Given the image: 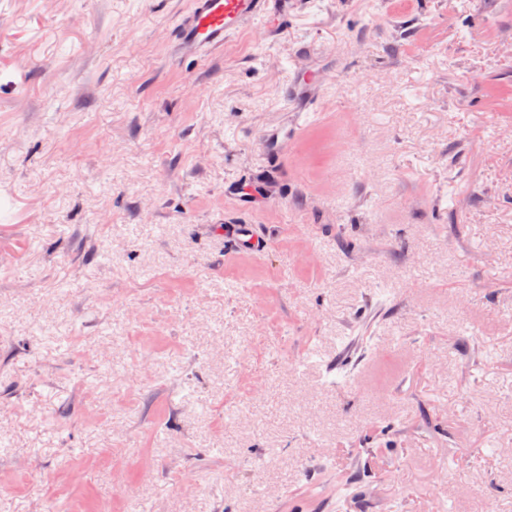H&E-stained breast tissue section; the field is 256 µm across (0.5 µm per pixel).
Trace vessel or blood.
Returning <instances> with one entry per match:
<instances>
[{
    "mask_svg": "<svg viewBox=\"0 0 512 512\" xmlns=\"http://www.w3.org/2000/svg\"><path fill=\"white\" fill-rule=\"evenodd\" d=\"M266 0H192L190 10L182 17L174 38L178 57H200L222 46L231 35L263 14ZM234 245L253 253L262 249L252 225L237 224L232 228Z\"/></svg>",
    "mask_w": 512,
    "mask_h": 512,
    "instance_id": "b4317fda",
    "label": "vessel or blood"
}]
</instances>
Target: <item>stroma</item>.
Listing matches in <instances>:
<instances>
[{
	"label": "stroma",
	"instance_id": "stroma-1",
	"mask_svg": "<svg viewBox=\"0 0 512 512\" xmlns=\"http://www.w3.org/2000/svg\"><path fill=\"white\" fill-rule=\"evenodd\" d=\"M190 4L0 0V512H512V0ZM174 38L177 57H200L224 45L254 17L265 13L266 0H192ZM231 232L233 243L238 249L253 253L261 251L262 242L255 237L252 224H234Z\"/></svg>",
	"mask_w": 512,
	"mask_h": 512
}]
</instances>
